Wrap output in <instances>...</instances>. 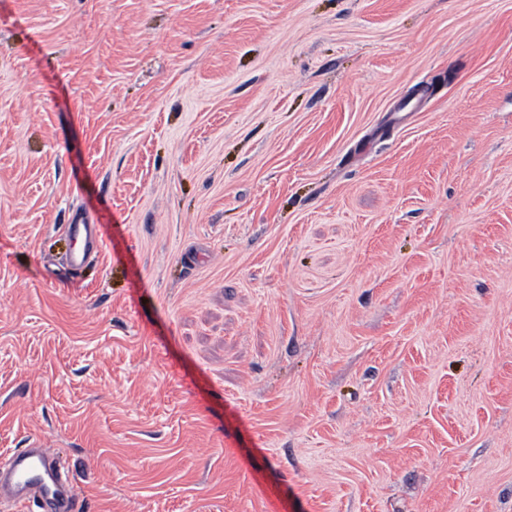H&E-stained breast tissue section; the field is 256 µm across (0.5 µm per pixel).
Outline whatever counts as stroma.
Returning a JSON list of instances; mask_svg holds the SVG:
<instances>
[{"instance_id": "stroma-1", "label": "stroma", "mask_w": 512, "mask_h": 512, "mask_svg": "<svg viewBox=\"0 0 512 512\" xmlns=\"http://www.w3.org/2000/svg\"><path fill=\"white\" fill-rule=\"evenodd\" d=\"M34 446L77 512H512V0H0Z\"/></svg>"}]
</instances>
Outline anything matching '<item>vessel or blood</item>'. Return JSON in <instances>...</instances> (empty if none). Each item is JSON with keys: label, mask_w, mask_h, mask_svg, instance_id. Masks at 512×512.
<instances>
[{"label": "vessel or blood", "mask_w": 512, "mask_h": 512, "mask_svg": "<svg viewBox=\"0 0 512 512\" xmlns=\"http://www.w3.org/2000/svg\"><path fill=\"white\" fill-rule=\"evenodd\" d=\"M9 481L8 500L22 504L40 499L51 512H76L77 504L65 493V480L52 453L27 448L0 460V482Z\"/></svg>", "instance_id": "1"}]
</instances>
